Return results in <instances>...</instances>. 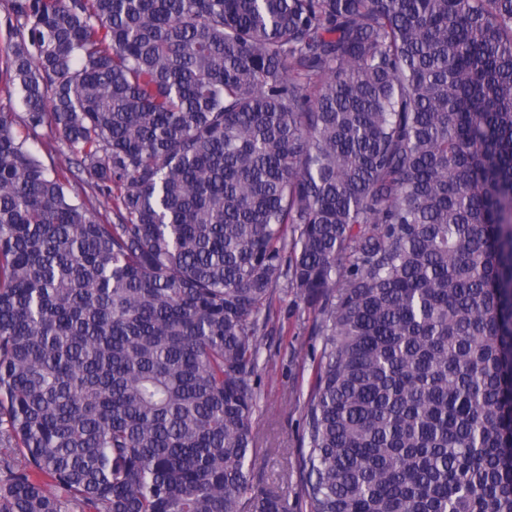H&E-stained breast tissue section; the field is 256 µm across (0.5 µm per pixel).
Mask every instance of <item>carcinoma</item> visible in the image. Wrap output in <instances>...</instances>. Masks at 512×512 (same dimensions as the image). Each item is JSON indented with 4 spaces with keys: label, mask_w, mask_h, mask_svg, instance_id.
<instances>
[{
    "label": "carcinoma",
    "mask_w": 512,
    "mask_h": 512,
    "mask_svg": "<svg viewBox=\"0 0 512 512\" xmlns=\"http://www.w3.org/2000/svg\"><path fill=\"white\" fill-rule=\"evenodd\" d=\"M6 22L65 172L0 111V512H290L252 478L282 288L324 337L307 512H512V0Z\"/></svg>",
    "instance_id": "1"
}]
</instances>
